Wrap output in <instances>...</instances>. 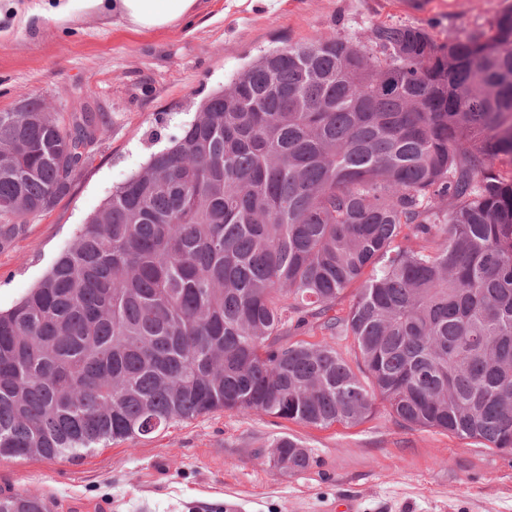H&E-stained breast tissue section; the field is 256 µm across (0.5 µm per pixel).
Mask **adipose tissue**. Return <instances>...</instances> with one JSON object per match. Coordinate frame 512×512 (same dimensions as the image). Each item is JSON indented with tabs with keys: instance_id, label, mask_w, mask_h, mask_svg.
<instances>
[{
	"instance_id": "obj_1",
	"label": "adipose tissue",
	"mask_w": 512,
	"mask_h": 512,
	"mask_svg": "<svg viewBox=\"0 0 512 512\" xmlns=\"http://www.w3.org/2000/svg\"><path fill=\"white\" fill-rule=\"evenodd\" d=\"M204 0H0V36L14 27L37 29L89 16H109L142 31L191 28Z\"/></svg>"
}]
</instances>
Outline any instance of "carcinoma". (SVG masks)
<instances>
[{
    "mask_svg": "<svg viewBox=\"0 0 512 512\" xmlns=\"http://www.w3.org/2000/svg\"><path fill=\"white\" fill-rule=\"evenodd\" d=\"M314 44L202 100L0 310V457L76 460L218 410L353 427L378 400L512 449V7L440 43L380 23ZM22 108L0 112V247L107 132ZM270 448V469L311 466L292 437ZM0 512L50 509L15 492Z\"/></svg>",
    "mask_w": 512,
    "mask_h": 512,
    "instance_id": "1",
    "label": "carcinoma"
}]
</instances>
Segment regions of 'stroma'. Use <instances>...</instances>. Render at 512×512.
<instances>
[{
    "label": "stroma",
    "mask_w": 512,
    "mask_h": 512,
    "mask_svg": "<svg viewBox=\"0 0 512 512\" xmlns=\"http://www.w3.org/2000/svg\"><path fill=\"white\" fill-rule=\"evenodd\" d=\"M512 0H210L191 29L137 31L94 16L0 40V112L22 99L91 112L107 128L71 189L0 248V309L46 275L113 187L189 121L210 92L262 55L334 32L355 41L379 23L423 24L438 41L487 28ZM313 459L289 474L261 466L274 438ZM51 512H512V453L410 429L384 408L355 427H307L219 410L82 459L0 458V492Z\"/></svg>",
    "instance_id": "35a3bbf8"
}]
</instances>
